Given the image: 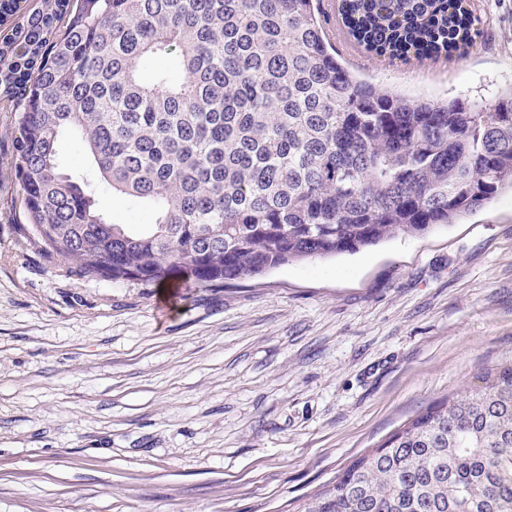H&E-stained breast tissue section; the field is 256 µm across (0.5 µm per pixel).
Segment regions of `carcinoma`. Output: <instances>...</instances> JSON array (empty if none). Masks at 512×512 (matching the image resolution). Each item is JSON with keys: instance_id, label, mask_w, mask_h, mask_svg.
Wrapping results in <instances>:
<instances>
[{"instance_id": "carcinoma-1", "label": "carcinoma", "mask_w": 512, "mask_h": 512, "mask_svg": "<svg viewBox=\"0 0 512 512\" xmlns=\"http://www.w3.org/2000/svg\"><path fill=\"white\" fill-rule=\"evenodd\" d=\"M377 57L455 61L471 0H338ZM0 47L26 242L80 278L231 285L420 235L512 189V89L410 98L354 74L320 0H43ZM77 137L91 168L62 169ZM152 214L117 224L103 196ZM349 465L304 512H512V365Z\"/></svg>"}]
</instances>
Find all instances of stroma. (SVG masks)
Instances as JSON below:
<instances>
[{
    "instance_id": "35a3bbf8",
    "label": "stroma",
    "mask_w": 512,
    "mask_h": 512,
    "mask_svg": "<svg viewBox=\"0 0 512 512\" xmlns=\"http://www.w3.org/2000/svg\"><path fill=\"white\" fill-rule=\"evenodd\" d=\"M457 62L347 56L413 97L512 88V0ZM0 94V512H302L431 404L512 363V191L423 235L233 287L80 278L20 244Z\"/></svg>"
}]
</instances>
